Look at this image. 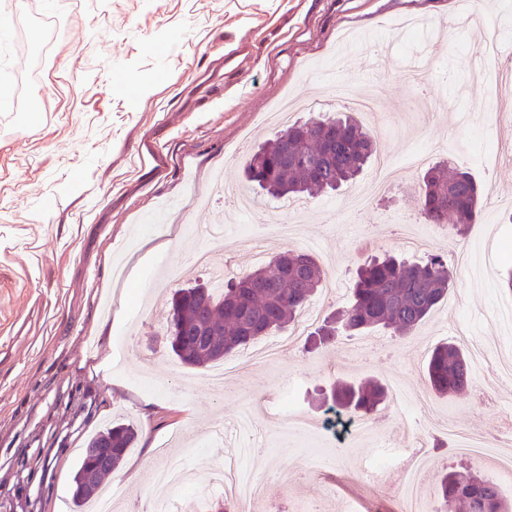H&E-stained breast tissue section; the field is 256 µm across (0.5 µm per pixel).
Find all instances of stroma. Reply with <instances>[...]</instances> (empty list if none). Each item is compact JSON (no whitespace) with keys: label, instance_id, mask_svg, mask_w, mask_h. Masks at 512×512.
<instances>
[{"label":"stroma","instance_id":"35a3bbf8","mask_svg":"<svg viewBox=\"0 0 512 512\" xmlns=\"http://www.w3.org/2000/svg\"><path fill=\"white\" fill-rule=\"evenodd\" d=\"M0 512H76L73 477L88 439L113 422L138 429L121 467L105 476L115 512H153L159 448L192 449L185 465L228 457L267 486L254 512H309L328 495L357 512H397L361 480L381 441L432 433L413 402L425 394L458 428L496 438L512 412V377L476 374L465 392H428L436 345L467 336L512 358V211L491 194L512 182V159L488 172L512 124L497 122V92L468 60L484 31L512 45V0H0ZM431 60L429 99L418 101L405 65ZM372 88L384 111L369 129L402 175L374 195L375 166L337 191L303 200L281 237L274 199L255 195L244 216L212 186L215 172L244 181L251 153L281 130L284 98L317 101L321 114L349 113L335 85ZM447 140L443 158L466 168L487 194L467 237L433 236L415 202L423 168L405 156ZM266 252L303 250L326 270L311 300L328 316L350 299L356 270L386 253L455 263L447 299L416 332L376 329L310 348L287 329L278 360L252 362L216 391L208 369L165 347L171 291L210 285L257 265L241 241ZM209 247L215 269L196 267ZM380 381L387 399L367 416V435L337 447L319 393L337 380ZM288 406L302 422L277 413ZM484 460L444 441L421 485L441 471Z\"/></svg>","mask_w":512,"mask_h":512}]
</instances>
